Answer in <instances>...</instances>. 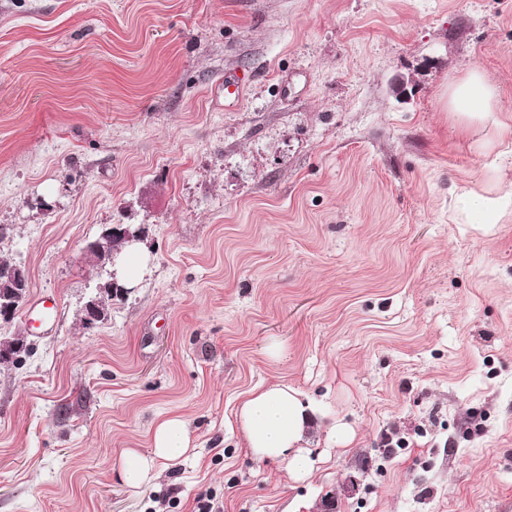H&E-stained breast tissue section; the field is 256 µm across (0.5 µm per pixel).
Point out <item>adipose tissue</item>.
<instances>
[{"label":"adipose tissue","mask_w":512,"mask_h":512,"mask_svg":"<svg viewBox=\"0 0 512 512\" xmlns=\"http://www.w3.org/2000/svg\"><path fill=\"white\" fill-rule=\"evenodd\" d=\"M448 109L457 116L461 128L488 125L499 138L512 137V124L499 115V93L479 71L450 83ZM463 212L475 216L477 223H498L501 214L512 209V190L484 196L472 190L457 198ZM309 406L292 387L275 385L251 391L235 413V423L245 444L257 461L278 460L297 480L310 476L314 469L311 452L303 445ZM191 446L187 423L178 417L160 421L152 435L148 452L128 451L120 466L122 484L137 490L156 479L159 465L175 460Z\"/></svg>","instance_id":"obj_1"}]
</instances>
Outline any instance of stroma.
<instances>
[{"label":"stroma","instance_id":"35a3bbf8","mask_svg":"<svg viewBox=\"0 0 512 512\" xmlns=\"http://www.w3.org/2000/svg\"><path fill=\"white\" fill-rule=\"evenodd\" d=\"M472 69L512 113V0H0V261L58 302L0 322V512H316L351 474L340 512H512V213L456 205L512 140L449 113ZM106 224L144 270L87 329ZM277 383L303 480L233 425ZM169 416L191 448L128 490Z\"/></svg>","mask_w":512,"mask_h":512}]
</instances>
